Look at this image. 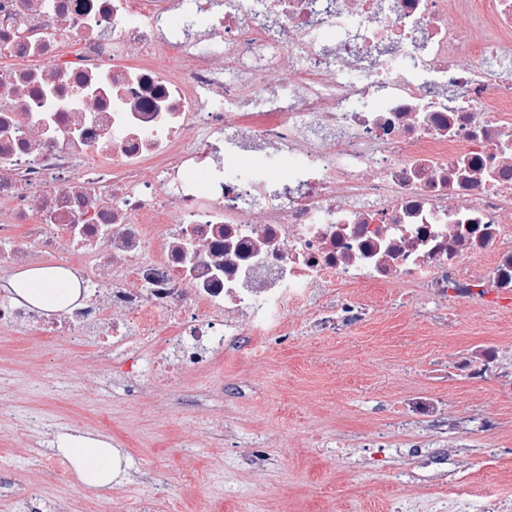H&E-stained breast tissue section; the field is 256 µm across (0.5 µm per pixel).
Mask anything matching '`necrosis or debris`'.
I'll use <instances>...</instances> for the list:
<instances>
[{
	"label": "necrosis or debris",
	"mask_w": 512,
	"mask_h": 512,
	"mask_svg": "<svg viewBox=\"0 0 512 512\" xmlns=\"http://www.w3.org/2000/svg\"><path fill=\"white\" fill-rule=\"evenodd\" d=\"M44 262L82 300L0 294L1 330L97 337L87 371L141 343L170 383L353 330L373 288L452 336L512 310V0H0V268ZM408 371L505 393L512 346ZM501 428L420 390L362 439L406 487ZM421 495L512 512L466 464Z\"/></svg>",
	"instance_id": "obj_1"
}]
</instances>
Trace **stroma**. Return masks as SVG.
Returning a JSON list of instances; mask_svg holds the SVG:
<instances>
[{
    "mask_svg": "<svg viewBox=\"0 0 512 512\" xmlns=\"http://www.w3.org/2000/svg\"><path fill=\"white\" fill-rule=\"evenodd\" d=\"M371 294L380 311L362 327L298 337L259 366L229 362L223 380L241 385L242 394L196 408L157 382L152 367L135 400L119 381H75L86 349L0 334V512H27L26 492L65 512H130L132 499L150 492L133 479L141 471L170 485L159 512H383L395 489L376 474V460L384 455L396 466L409 451L362 448L358 438L382 428L396 398L413 388L402 365L462 343L512 341V313L466 312L458 334L448 336L392 305L389 290ZM74 431L110 439L124 455L107 492L39 466L36 450L54 451L57 435ZM311 432L340 436L342 444L307 447ZM253 449L268 457L251 477L241 457Z\"/></svg>",
    "mask_w": 512,
    "mask_h": 512,
    "instance_id": "obj_1",
    "label": "stroma"
}]
</instances>
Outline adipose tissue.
<instances>
[{"mask_svg": "<svg viewBox=\"0 0 512 512\" xmlns=\"http://www.w3.org/2000/svg\"><path fill=\"white\" fill-rule=\"evenodd\" d=\"M13 299L42 312L66 308L82 288L78 275L55 266L34 265L12 277L5 285ZM57 449L71 462L79 483L97 493L112 486V474L119 471L122 457L109 440L83 434L59 437Z\"/></svg>", "mask_w": 512, "mask_h": 512, "instance_id": "obj_1", "label": "adipose tissue"}]
</instances>
